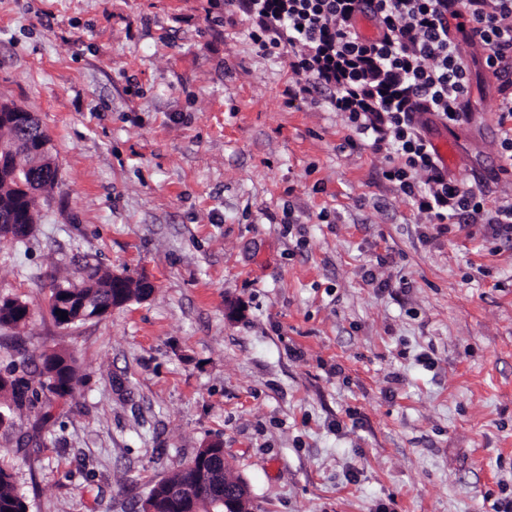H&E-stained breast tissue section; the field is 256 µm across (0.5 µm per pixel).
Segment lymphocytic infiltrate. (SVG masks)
Listing matches in <instances>:
<instances>
[{"label": "lymphocytic infiltrate", "instance_id": "lymphocytic-infiltrate-1", "mask_svg": "<svg viewBox=\"0 0 512 512\" xmlns=\"http://www.w3.org/2000/svg\"><path fill=\"white\" fill-rule=\"evenodd\" d=\"M250 23L259 54H287L289 99H317L346 114L375 150H392L383 175L439 224L486 214L512 238V201L449 178L426 130L469 109L462 43L479 45L493 74L512 73V0H224ZM371 23L366 35L361 21Z\"/></svg>", "mask_w": 512, "mask_h": 512}]
</instances>
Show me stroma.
I'll list each match as a JSON object with an SVG mask.
<instances>
[{
	"mask_svg": "<svg viewBox=\"0 0 512 512\" xmlns=\"http://www.w3.org/2000/svg\"><path fill=\"white\" fill-rule=\"evenodd\" d=\"M210 0H0V101L35 113L59 182L0 241V372L72 352V396L0 425L28 512H139L219 441L251 512H493L512 499V240L430 224L346 116L288 102L287 55ZM450 178L488 203L500 78L465 46ZM144 300L65 328L85 264ZM52 418L42 422V407ZM27 307V304L16 298L0 299V326L19 327L18 322L25 315Z\"/></svg>",
	"mask_w": 512,
	"mask_h": 512,
	"instance_id": "1",
	"label": "stroma"
}]
</instances>
